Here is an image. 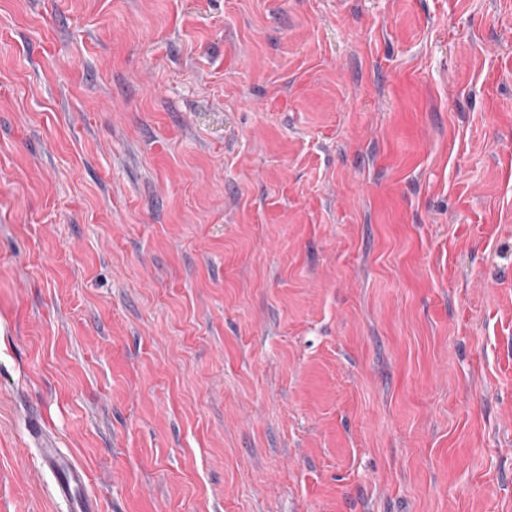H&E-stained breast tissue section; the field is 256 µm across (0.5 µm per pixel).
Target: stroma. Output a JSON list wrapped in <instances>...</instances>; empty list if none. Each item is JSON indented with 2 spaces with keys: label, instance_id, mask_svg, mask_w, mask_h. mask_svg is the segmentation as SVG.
I'll list each match as a JSON object with an SVG mask.
<instances>
[{
  "label": "stroma",
  "instance_id": "stroma-1",
  "mask_svg": "<svg viewBox=\"0 0 512 512\" xmlns=\"http://www.w3.org/2000/svg\"><path fill=\"white\" fill-rule=\"evenodd\" d=\"M512 512V0H0V512ZM42 461L46 468L53 473H62L55 484L56 499L69 505L70 512H99L98 500L88 494L79 498L76 491L84 488L89 481L88 474L69 459L60 457L54 448L44 446L39 448Z\"/></svg>",
  "mask_w": 512,
  "mask_h": 512
}]
</instances>
